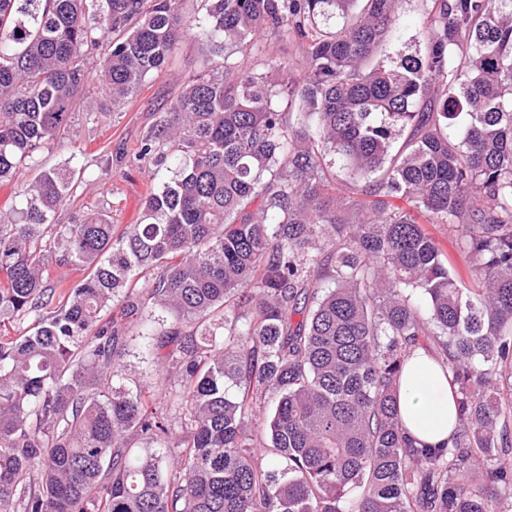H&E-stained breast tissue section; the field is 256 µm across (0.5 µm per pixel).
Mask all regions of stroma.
Listing matches in <instances>:
<instances>
[{"label": "stroma", "instance_id": "1", "mask_svg": "<svg viewBox=\"0 0 512 512\" xmlns=\"http://www.w3.org/2000/svg\"><path fill=\"white\" fill-rule=\"evenodd\" d=\"M423 47L422 2L405 0L399 30L380 59L386 62L410 56ZM205 57L201 40L186 36L168 65L150 76L129 103L116 108L109 97H99L95 111L76 113L69 140L41 150V168H71L81 174L82 183L74 201L58 211L55 223H72L79 210L87 205L111 207L112 222L117 227L139 223L151 178L131 163L129 151L169 108L183 79L196 72Z\"/></svg>", "mask_w": 512, "mask_h": 512}]
</instances>
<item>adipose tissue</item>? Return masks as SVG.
I'll return each instance as SVG.
<instances>
[{
    "instance_id": "1",
    "label": "adipose tissue",
    "mask_w": 512,
    "mask_h": 512,
    "mask_svg": "<svg viewBox=\"0 0 512 512\" xmlns=\"http://www.w3.org/2000/svg\"><path fill=\"white\" fill-rule=\"evenodd\" d=\"M399 413L407 435L420 444L438 445L455 427L456 393L435 355L416 349L399 377Z\"/></svg>"
}]
</instances>
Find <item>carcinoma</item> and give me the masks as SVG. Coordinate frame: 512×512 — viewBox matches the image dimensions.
Here are the masks:
<instances>
[{
    "label": "carcinoma",
    "mask_w": 512,
    "mask_h": 512,
    "mask_svg": "<svg viewBox=\"0 0 512 512\" xmlns=\"http://www.w3.org/2000/svg\"><path fill=\"white\" fill-rule=\"evenodd\" d=\"M207 2L199 27L178 0H0V183L90 87L121 106L194 29L220 58L133 148L162 175L140 223H52L61 169L0 209V512H512V0H423L424 49L390 66L403 0ZM150 321L169 410L123 383ZM425 342L457 392L438 448L398 410ZM425 227L434 237L448 266L461 273L466 280L472 281L474 261L471 253L461 246L458 233L449 231L448 227H443L442 224H427Z\"/></svg>",
    "instance_id": "obj_1"
}]
</instances>
